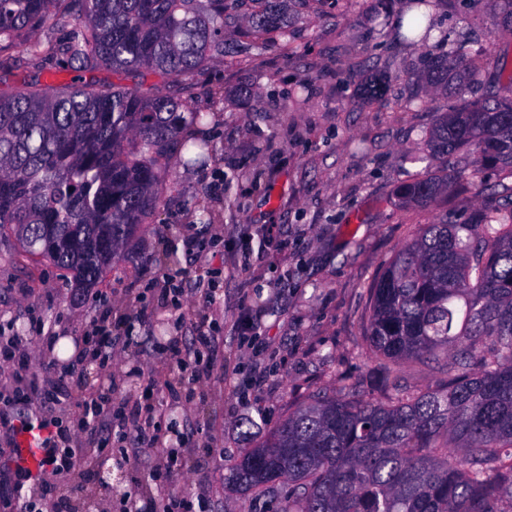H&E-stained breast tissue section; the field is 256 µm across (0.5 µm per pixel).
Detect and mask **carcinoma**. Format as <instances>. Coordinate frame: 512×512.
Returning <instances> with one entry per match:
<instances>
[{
  "label": "carcinoma",
  "mask_w": 512,
  "mask_h": 512,
  "mask_svg": "<svg viewBox=\"0 0 512 512\" xmlns=\"http://www.w3.org/2000/svg\"><path fill=\"white\" fill-rule=\"evenodd\" d=\"M282 3L0 0V54H56L75 73L64 86L30 76L0 91V243L67 271L74 288L99 287L163 204L170 164L208 162L210 113L93 73L179 80L232 59L226 28L245 8L239 35L275 33L286 53ZM433 6L410 0L394 32L421 48V91L403 107L437 113L427 146L439 170L394 195L420 209L450 187L490 201L419 225L371 284L364 334L381 397L319 395L227 464L232 492L279 498L280 512H512V70L496 65L493 90L477 94L491 59L444 34L428 44ZM54 20L68 23L58 45L38 39ZM384 81L371 77L365 98ZM421 359L446 380L414 393L398 371Z\"/></svg>",
  "instance_id": "1"
}]
</instances>
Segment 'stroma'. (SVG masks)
I'll list each match as a JSON object with an SVG mask.
<instances>
[{
  "mask_svg": "<svg viewBox=\"0 0 512 512\" xmlns=\"http://www.w3.org/2000/svg\"><path fill=\"white\" fill-rule=\"evenodd\" d=\"M468 4L440 0L436 31L468 40L475 52L504 53L512 65V34L492 32L494 0ZM379 7L290 0V57L251 50L176 84L194 108L216 113L207 128L211 157L202 168L178 166V193L100 288L77 291L54 266L18 263L15 246L0 244V325L27 338L30 354L26 365L0 373V414L74 424L84 400L108 389L109 418L128 417L135 401L161 426L148 444L132 434L111 438L112 460L128 479L116 492L97 490L104 512H125L129 491L146 502L161 488L203 501L206 512H279V501L230 492L226 463L314 394L353 387L373 396L375 362L362 331L370 284L419 221L480 206L470 193L424 211L396 201L394 189L432 163L425 139L436 115L401 109L416 90L420 53L380 30ZM379 69L388 94L370 103L362 87ZM35 73L56 85L72 78L52 58L0 56L2 89ZM243 85L253 89L244 109L234 98ZM251 111L260 122L249 121ZM234 199L247 204L245 219L226 213ZM202 207L215 214L210 225L198 220ZM190 233L199 248L183 246ZM166 250L178 264L161 261ZM104 313L119 327L110 357L96 374L60 379L57 350L31 339V324L75 343ZM203 336L211 362L192 386L183 365Z\"/></svg>",
  "mask_w": 512,
  "mask_h": 512,
  "instance_id": "obj_1",
  "label": "stroma"
}]
</instances>
